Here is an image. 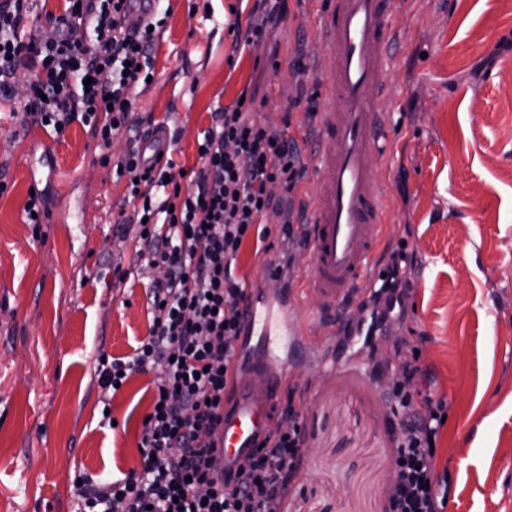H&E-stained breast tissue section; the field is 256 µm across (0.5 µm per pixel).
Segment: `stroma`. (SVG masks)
Here are the masks:
<instances>
[{"label":"stroma","mask_w":512,"mask_h":512,"mask_svg":"<svg viewBox=\"0 0 512 512\" xmlns=\"http://www.w3.org/2000/svg\"><path fill=\"white\" fill-rule=\"evenodd\" d=\"M253 4L170 0L155 79L134 111L168 125L172 164L189 172L212 112L254 90L265 103L258 119L299 142L306 172L292 199L307 203L319 186L315 141L292 102L301 87L319 94L331 72L317 35L329 0H286L267 41L233 52L228 24L247 25ZM389 25L388 148L373 160L384 230L372 273L406 245L407 312L352 342L353 301L337 307L318 351L279 348L282 391L304 435L282 510L386 512L401 433L386 380L398 348L417 354L413 392L444 401L434 460L448 488L443 512H512V0H401ZM299 52L307 71L291 65ZM21 107L0 103V512H72L74 474L99 481L140 466L154 376L132 375L110 427L94 361L102 350L133 355L147 336L146 293L159 272L112 231L126 138L105 162L77 122L58 139L39 127L16 135L11 112ZM33 189L46 223L26 219ZM116 264L138 271L119 283Z\"/></svg>","instance_id":"35a3bbf8"}]
</instances>
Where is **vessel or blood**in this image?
<instances>
[{
  "label": "vessel or blood",
  "mask_w": 512,
  "mask_h": 512,
  "mask_svg": "<svg viewBox=\"0 0 512 512\" xmlns=\"http://www.w3.org/2000/svg\"><path fill=\"white\" fill-rule=\"evenodd\" d=\"M399 0H330L319 28L324 53L334 61L321 80V112L314 155L321 182L312 200L309 243L311 263L304 289L252 287L242 334L258 337L263 352L254 364L255 381L237 386L233 411L221 431L220 468L236 466L256 436L268 428L281 373L271 337L304 345L297 303L318 302L317 316L329 318L338 303L365 297L368 274L382 238L384 213L375 193L371 166L386 134L380 104L392 54L389 18Z\"/></svg>",
  "instance_id": "b4317fda"
}]
</instances>
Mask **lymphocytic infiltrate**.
<instances>
[{
	"instance_id": "f902f5d3",
	"label": "lymphocytic infiltrate",
	"mask_w": 512,
	"mask_h": 512,
	"mask_svg": "<svg viewBox=\"0 0 512 512\" xmlns=\"http://www.w3.org/2000/svg\"><path fill=\"white\" fill-rule=\"evenodd\" d=\"M35 0H0V100L22 94V129L35 126L62 137L73 122L88 126L102 149L127 136L118 162L128 180L125 209L113 231L132 238L148 264L163 269L147 294L152 320L132 357L99 353L95 373L103 407L136 373L155 372L150 410L142 421L140 470L105 482L75 475L74 512H280L302 456L296 415L283 407L273 429L234 474L214 468V437L224 422V391L236 366L234 339L246 316L244 283L234 275L242 246L266 254L294 238L306 214L283 216L278 233L264 222L276 196H288L305 165L295 141L282 138L255 116V94L216 109L198 145L201 166L191 191L172 178L163 158L140 161L133 114L138 87L154 73L153 50L168 11L136 17L131 0H65L61 15L32 24ZM284 18V0H254L247 27L229 26L233 50L263 42ZM30 75L17 88L21 69ZM279 195H272V187ZM277 243H270L269 235ZM405 251L393 253L385 278L368 302L371 316L395 311L410 291ZM418 372L399 363L393 399L402 412L397 477L388 512H440L433 486V445L443 425L444 402L416 405L410 386Z\"/></svg>"
}]
</instances>
